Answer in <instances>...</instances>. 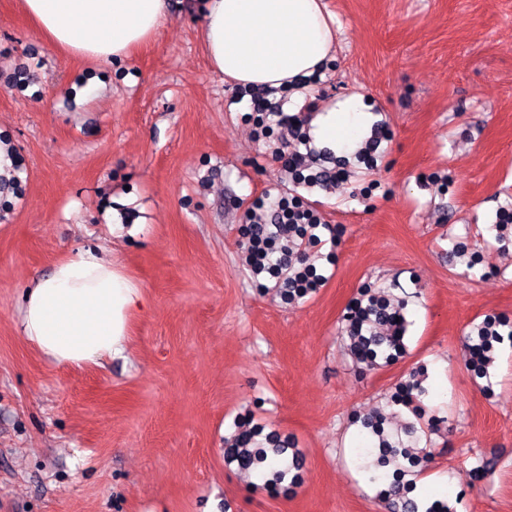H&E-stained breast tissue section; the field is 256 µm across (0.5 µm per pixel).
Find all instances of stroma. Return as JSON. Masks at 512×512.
Masks as SVG:
<instances>
[{
    "label": "stroma",
    "instance_id": "stroma-1",
    "mask_svg": "<svg viewBox=\"0 0 512 512\" xmlns=\"http://www.w3.org/2000/svg\"><path fill=\"white\" fill-rule=\"evenodd\" d=\"M199 2L168 0L156 39L103 70L0 0V137L19 180L0 193V512H387L362 454V419L385 406L393 441L431 451L428 497L512 512V344L489 379L468 367L473 327L512 320V241L491 229L512 204V0H323L336 51L283 109L357 96L389 138L376 167L350 161L310 192L339 244L314 260L325 286L290 304L242 265L252 200L290 189V136L256 138L249 100L209 64ZM22 65L30 83L6 86ZM86 248L121 259L144 305L124 355L58 366L19 330L23 291ZM369 287L406 305L407 354L375 368L343 339ZM419 372L420 411L394 404ZM243 421L281 436L297 487L225 463Z\"/></svg>",
    "mask_w": 512,
    "mask_h": 512
}]
</instances>
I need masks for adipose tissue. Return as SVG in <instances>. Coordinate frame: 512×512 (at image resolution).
<instances>
[{"label":"adipose tissue","mask_w":512,"mask_h":512,"mask_svg":"<svg viewBox=\"0 0 512 512\" xmlns=\"http://www.w3.org/2000/svg\"><path fill=\"white\" fill-rule=\"evenodd\" d=\"M20 6L52 45L103 68L153 40L168 14V0H20ZM200 22L213 71L241 86L288 88L298 98L331 59L336 38L322 0H201ZM312 127L318 145L355 149L363 105L351 98L326 108ZM143 304L139 285L119 261L87 250L34 278L20 330L56 364L98 365L126 351Z\"/></svg>","instance_id":"1"}]
</instances>
